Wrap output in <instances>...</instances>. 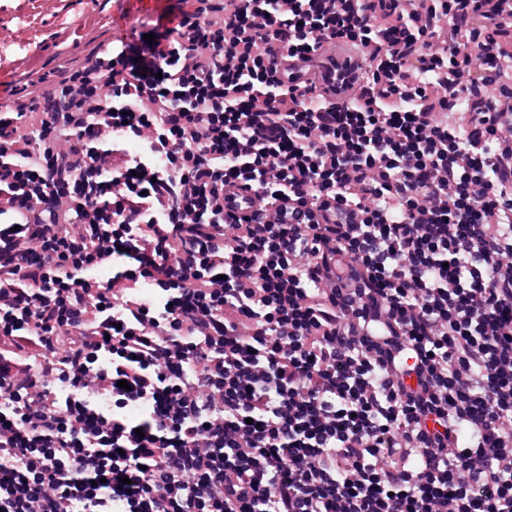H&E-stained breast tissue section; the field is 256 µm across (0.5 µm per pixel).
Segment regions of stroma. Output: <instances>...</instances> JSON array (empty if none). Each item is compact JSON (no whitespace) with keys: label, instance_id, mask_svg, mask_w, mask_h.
Returning a JSON list of instances; mask_svg holds the SVG:
<instances>
[{"label":"stroma","instance_id":"stroma-1","mask_svg":"<svg viewBox=\"0 0 512 512\" xmlns=\"http://www.w3.org/2000/svg\"><path fill=\"white\" fill-rule=\"evenodd\" d=\"M191 0H0V106L31 75L55 76L94 46L175 26Z\"/></svg>","mask_w":512,"mask_h":512}]
</instances>
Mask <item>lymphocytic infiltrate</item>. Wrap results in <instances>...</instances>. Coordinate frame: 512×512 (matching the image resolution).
Segmentation results:
<instances>
[{
	"instance_id": "1",
	"label": "lymphocytic infiltrate",
	"mask_w": 512,
	"mask_h": 512,
	"mask_svg": "<svg viewBox=\"0 0 512 512\" xmlns=\"http://www.w3.org/2000/svg\"><path fill=\"white\" fill-rule=\"evenodd\" d=\"M195 2L0 110V512H512V0ZM316 59L329 84L336 87L337 96L341 99L349 88L355 86L358 75V61L334 54H318Z\"/></svg>"
}]
</instances>
